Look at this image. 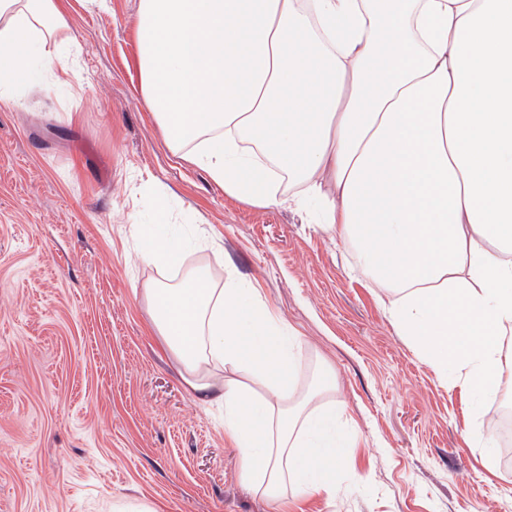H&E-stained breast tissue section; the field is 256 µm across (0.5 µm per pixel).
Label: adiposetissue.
<instances>
[{"mask_svg":"<svg viewBox=\"0 0 512 512\" xmlns=\"http://www.w3.org/2000/svg\"><path fill=\"white\" fill-rule=\"evenodd\" d=\"M70 0H0V98L66 84ZM141 93L166 143L241 202L307 211L355 251L390 322L480 402L512 384V0H138ZM295 194H278L279 181ZM141 257L175 267L164 233ZM189 387L224 407L265 497L340 494L355 434L336 374L298 392L297 336L258 288H148Z\"/></svg>","mask_w":512,"mask_h":512,"instance_id":"obj_1","label":"adipose tissue"}]
</instances>
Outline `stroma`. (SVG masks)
<instances>
[{"label": "stroma", "mask_w": 512, "mask_h": 512, "mask_svg": "<svg viewBox=\"0 0 512 512\" xmlns=\"http://www.w3.org/2000/svg\"><path fill=\"white\" fill-rule=\"evenodd\" d=\"M137 6L73 0L79 78L0 102V512H512L468 395L398 335L350 245L166 146L139 90ZM161 195L169 232L201 230L184 268L251 282L303 366L335 367L358 436L342 494L281 506L242 485L223 408L185 383L145 296L178 282L138 256Z\"/></svg>", "instance_id": "stroma-1"}]
</instances>
